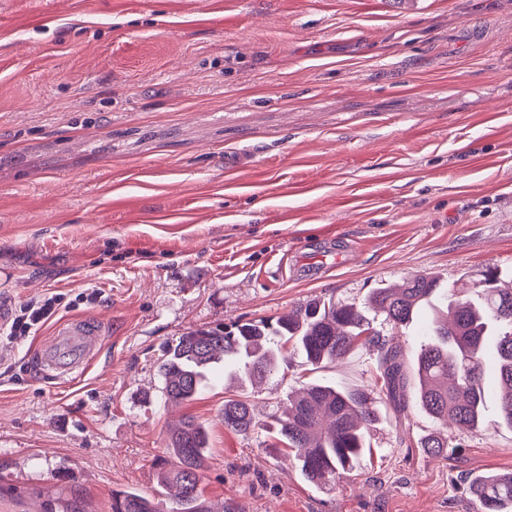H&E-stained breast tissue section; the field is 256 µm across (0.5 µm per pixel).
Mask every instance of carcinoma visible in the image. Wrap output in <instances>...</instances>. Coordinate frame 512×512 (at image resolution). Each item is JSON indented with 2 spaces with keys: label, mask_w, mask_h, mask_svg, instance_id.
I'll use <instances>...</instances> for the list:
<instances>
[{
  "label": "carcinoma",
  "mask_w": 512,
  "mask_h": 512,
  "mask_svg": "<svg viewBox=\"0 0 512 512\" xmlns=\"http://www.w3.org/2000/svg\"><path fill=\"white\" fill-rule=\"evenodd\" d=\"M443 286L414 275L397 288H377L369 306L392 325H407L425 307L436 309ZM425 341L414 360L421 408L465 435L482 421L489 388L496 376L500 419L512 428V280L489 270L468 295L448 298L444 316L426 323ZM377 350L376 387L398 411L407 406L403 353L381 342L365 315L351 305L311 302L272 322L266 319L200 326L167 345L158 368L167 402L188 403L205 387L215 365L242 385L273 374L285 359L283 345L319 369L360 344ZM224 427L247 433L257 425L249 400H224ZM378 420L374 399L365 391L345 393L328 384H310L302 395L287 398L277 417V434L294 452L303 476L313 484L342 477L364 452V432ZM420 448L431 457L448 453L440 432L423 436ZM169 457L159 463L158 483L172 493V506L136 490L112 493V512H211L200 489L208 448L206 426L187 417L167 436ZM482 512H512V472L484 473L469 484Z\"/></svg>",
  "instance_id": "obj_1"
}]
</instances>
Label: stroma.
<instances>
[{"label":"stroma","mask_w":512,"mask_h":512,"mask_svg":"<svg viewBox=\"0 0 512 512\" xmlns=\"http://www.w3.org/2000/svg\"><path fill=\"white\" fill-rule=\"evenodd\" d=\"M512 273V0H0V512H112L158 488L168 430L209 429L215 512H478L468 480L512 472L489 401L461 447L394 412L357 346L297 355L244 392L259 423L220 412L216 370L164 405V345L189 328L274 319L313 299L363 310L414 361L426 316L388 324L373 290L423 274L458 293ZM102 321L91 368L54 378L35 348L65 320ZM330 382L374 395L346 478L317 486L278 443L282 403ZM56 313V298L53 296L27 304L14 319L10 334L13 332L15 334L17 332L29 333L39 326L44 325L47 321L52 319Z\"/></svg>","instance_id":"1"}]
</instances>
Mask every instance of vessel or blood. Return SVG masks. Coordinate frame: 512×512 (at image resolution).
<instances>
[{
	"label": "vessel or blood",
	"mask_w": 512,
	"mask_h": 512,
	"mask_svg": "<svg viewBox=\"0 0 512 512\" xmlns=\"http://www.w3.org/2000/svg\"><path fill=\"white\" fill-rule=\"evenodd\" d=\"M104 328L100 323L73 320L60 326L50 341L40 346L35 359L47 374L63 377L86 367L100 344Z\"/></svg>",
	"instance_id": "obj_1"
}]
</instances>
